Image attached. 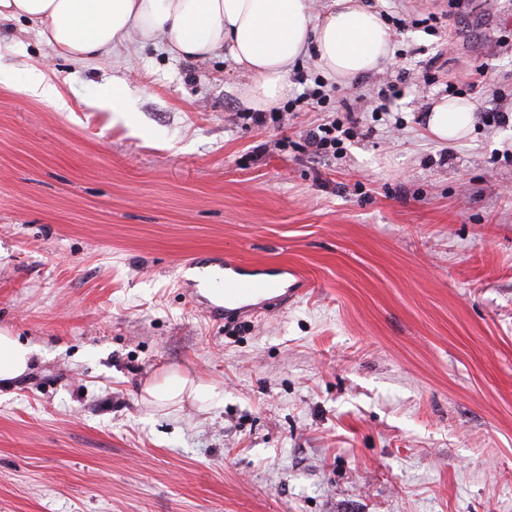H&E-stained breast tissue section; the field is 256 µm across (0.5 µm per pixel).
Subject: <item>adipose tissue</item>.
Wrapping results in <instances>:
<instances>
[{"label": "adipose tissue", "instance_id": "1", "mask_svg": "<svg viewBox=\"0 0 512 512\" xmlns=\"http://www.w3.org/2000/svg\"><path fill=\"white\" fill-rule=\"evenodd\" d=\"M38 27L51 51L76 60L106 57L138 39L162 45L175 57L205 60L226 50L250 75L243 102L263 110L288 94L287 74L296 59L314 55L329 78L346 81L378 68L390 36L362 0H332L311 19L308 0H0V23ZM474 105L441 97L428 111L433 139L451 143L469 134ZM34 348L0 330V387L32 368ZM160 403L179 404L216 387L175 372L146 387Z\"/></svg>", "mask_w": 512, "mask_h": 512}]
</instances>
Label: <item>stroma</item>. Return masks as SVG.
Returning <instances> with one entry per match:
<instances>
[{"label": "stroma", "mask_w": 512, "mask_h": 512, "mask_svg": "<svg viewBox=\"0 0 512 512\" xmlns=\"http://www.w3.org/2000/svg\"><path fill=\"white\" fill-rule=\"evenodd\" d=\"M408 19L327 112L242 127L230 57L152 43L75 62L0 25V512H512V0H364ZM485 66L486 78L476 69ZM398 80L378 120L353 88ZM471 132L434 140L447 91ZM213 253L262 270L243 315L188 295ZM178 372L220 405L155 409ZM347 120L352 125L346 128H343L344 123L336 119L310 128L305 136L306 146L315 155L327 158L336 157L343 152L345 140L354 136L356 127L353 124L355 122L350 117ZM35 349L8 330H0V392L31 371Z\"/></svg>", "instance_id": "stroma-1"}]
</instances>
